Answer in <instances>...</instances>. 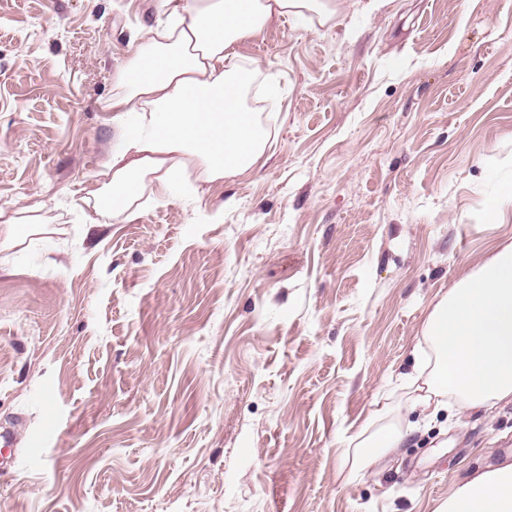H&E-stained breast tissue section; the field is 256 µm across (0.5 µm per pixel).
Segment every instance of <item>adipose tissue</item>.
<instances>
[{
	"label": "adipose tissue",
	"instance_id": "obj_1",
	"mask_svg": "<svg viewBox=\"0 0 512 512\" xmlns=\"http://www.w3.org/2000/svg\"><path fill=\"white\" fill-rule=\"evenodd\" d=\"M346 0H160L163 18L131 44L107 104L115 134L86 200L94 221L120 223L145 184L200 189L251 172L270 129L244 104L255 78L236 47L288 18H335ZM427 347L405 380L426 417L512 403V243L500 245L433 306ZM436 512H512V462L456 483Z\"/></svg>",
	"mask_w": 512,
	"mask_h": 512
}]
</instances>
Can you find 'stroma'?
Instances as JSON below:
<instances>
[{
  "label": "stroma",
  "instance_id": "obj_1",
  "mask_svg": "<svg viewBox=\"0 0 512 512\" xmlns=\"http://www.w3.org/2000/svg\"><path fill=\"white\" fill-rule=\"evenodd\" d=\"M158 0H0V512H434L512 404L397 422L432 305L512 242V0H388L240 43L284 89L257 168L90 224L112 75ZM417 423H408L406 427L401 425H390L383 428L372 441L361 442L357 447L362 448L360 450V459L368 465L372 463L382 453L390 452L396 448H402L401 446L406 441L407 437L417 429Z\"/></svg>",
  "mask_w": 512,
  "mask_h": 512
}]
</instances>
